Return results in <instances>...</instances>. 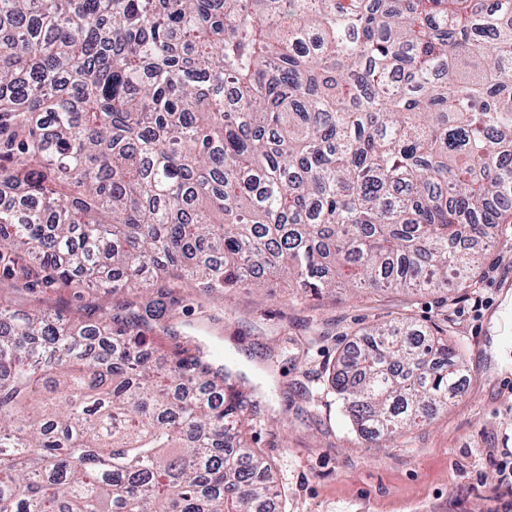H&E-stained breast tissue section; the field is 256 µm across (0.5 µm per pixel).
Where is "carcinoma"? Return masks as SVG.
Masks as SVG:
<instances>
[{
    "instance_id": "cac0c4a2",
    "label": "carcinoma",
    "mask_w": 512,
    "mask_h": 512,
    "mask_svg": "<svg viewBox=\"0 0 512 512\" xmlns=\"http://www.w3.org/2000/svg\"><path fill=\"white\" fill-rule=\"evenodd\" d=\"M0 284L468 288L512 213V0H0ZM0 311V512H274L262 400L160 299ZM440 326L368 330L361 435L447 409Z\"/></svg>"
}]
</instances>
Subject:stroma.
I'll return each instance as SVG.
<instances>
[{
  "mask_svg": "<svg viewBox=\"0 0 512 512\" xmlns=\"http://www.w3.org/2000/svg\"><path fill=\"white\" fill-rule=\"evenodd\" d=\"M469 288L293 294L279 280L257 290L171 288L168 336L218 350L220 362L265 392L253 445L271 463L284 512H512L496 465L512 454V224L482 244ZM14 309L94 319L93 289L0 285ZM450 318L463 378L430 424L378 447L352 429L331 378L357 333L398 317Z\"/></svg>",
  "mask_w": 512,
  "mask_h": 512,
  "instance_id": "35a3bbf8",
  "label": "stroma"
}]
</instances>
